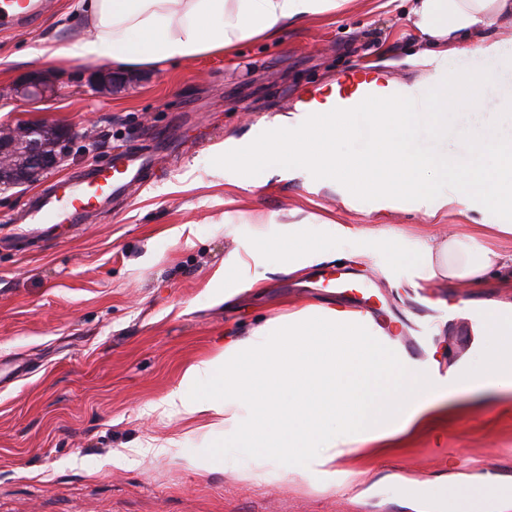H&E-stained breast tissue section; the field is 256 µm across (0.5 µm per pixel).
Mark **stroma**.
<instances>
[{"mask_svg":"<svg viewBox=\"0 0 512 512\" xmlns=\"http://www.w3.org/2000/svg\"><path fill=\"white\" fill-rule=\"evenodd\" d=\"M73 4L48 0L40 27L0 34V126L95 124L93 150L73 144L50 182L109 158L115 146L152 144L169 132L180 134L183 153L160 156L157 178L89 223L54 229L50 240L19 221L40 184L0 187V512H412L405 487L384 475L447 484L481 471L512 486V392L477 399L460 389L445 420L404 435L400 446L369 443L337 459V479L358 478L357 496L322 492L302 474L284 484L252 478L245 448L201 470L195 461L211 449L206 420L157 408L224 334L310 299L352 300L348 289L309 288L279 273L271 250L266 294L243 288L221 302L230 252L277 238L297 208L406 235L426 221L408 205L380 208L367 196L343 205L331 188L280 175L275 159L260 171L238 165L236 148L264 138L297 96L376 57L402 82L438 69L480 79L478 106L451 107L444 131L416 129L421 155L463 159L484 129L512 139V117L501 109L512 99V66L492 65L470 42L442 64L416 63L421 44L397 0H345L273 40L240 43L232 58L216 52L139 67L107 90L91 84L89 63L61 54L82 33ZM491 67L495 75L484 79ZM36 70L54 76L57 94L36 104L16 99L13 84ZM253 180L257 188L237 199L238 184ZM360 273L443 372L482 345L481 336L457 334L449 309L502 297L459 283L421 302L404 268L373 259ZM169 438L177 448L154 455L151 444Z\"/></svg>","mask_w":512,"mask_h":512,"instance_id":"1","label":"stroma"}]
</instances>
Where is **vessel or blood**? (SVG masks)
I'll use <instances>...</instances> for the list:
<instances>
[{"label": "vessel or blood", "instance_id": "vessel-or-blood-1", "mask_svg": "<svg viewBox=\"0 0 512 512\" xmlns=\"http://www.w3.org/2000/svg\"><path fill=\"white\" fill-rule=\"evenodd\" d=\"M46 11L45 0H0V31L20 32L39 21ZM410 97L417 111H428L433 104L431 87L407 90L391 79H380L368 71H355L336 88L323 95L312 93L298 97L297 109L311 114L316 108L341 116L367 111L381 99ZM156 172L155 149H120L101 165L76 176L58 180L30 200L23 218L33 224L35 233L45 236L61 224H81L92 214L104 210L131 188L145 184Z\"/></svg>", "mask_w": 512, "mask_h": 512}]
</instances>
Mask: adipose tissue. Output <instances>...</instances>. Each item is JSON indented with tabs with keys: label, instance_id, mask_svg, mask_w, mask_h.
Instances as JSON below:
<instances>
[{
	"label": "adipose tissue",
	"instance_id": "ef3b65f1",
	"mask_svg": "<svg viewBox=\"0 0 512 512\" xmlns=\"http://www.w3.org/2000/svg\"><path fill=\"white\" fill-rule=\"evenodd\" d=\"M407 3L413 29L426 44L421 57L429 63L447 58L449 47L465 39L496 57L491 26L495 17L512 14V0ZM338 6V0H76L85 29L65 53L83 62L133 68L192 59L231 51L246 40L276 38L287 26ZM433 85L432 111L386 99L349 120L322 112L308 123L293 112L282 126L295 133L294 145L276 136L252 146L250 168H264L275 157L335 186L343 200L362 195L388 203L407 199L429 219L399 248L391 245L392 233L383 226L334 223L330 241L313 238L308 225L316 217L308 215L289 225L276 243L282 271L301 276L327 260L364 261L368 253L361 244L372 239L384 245L389 265L410 269L412 288L492 279L512 292V248L496 245L512 240V140L480 136L465 161L417 154L412 143L419 124L438 130L448 126V81L438 76ZM361 124L374 131L368 150L339 152L338 144ZM479 205L507 213L508 221L439 232L443 209L464 215ZM263 258L256 246L225 260V298H233L239 288H263V277L250 273ZM482 332L483 347L465 379L453 371L438 378L408 357L370 315L339 303H309L225 339L214 355L190 363L161 406L186 419L210 415V430L223 436L224 447L250 449L259 463L277 461L275 479L284 482L302 473L332 492L337 458L359 444L386 442L441 420L462 383L512 391V321L488 319ZM426 390L431 393L427 399L422 396ZM493 488L483 478L456 486L412 480L407 491L434 504L458 496L487 501Z\"/></svg>",
	"mask_w": 512,
	"mask_h": 512
}]
</instances>
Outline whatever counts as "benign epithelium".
I'll return each mask as SVG.
<instances>
[{
    "mask_svg": "<svg viewBox=\"0 0 512 512\" xmlns=\"http://www.w3.org/2000/svg\"><path fill=\"white\" fill-rule=\"evenodd\" d=\"M55 91L53 77L48 72H34L16 88V93L28 100H37ZM92 144L91 126L77 129L53 124L39 127L21 123L0 128V180L8 183H29L57 167L69 153L75 135Z\"/></svg>",
    "mask_w": 512,
    "mask_h": 512,
    "instance_id": "obj_1",
    "label": "benign epithelium"
}]
</instances>
